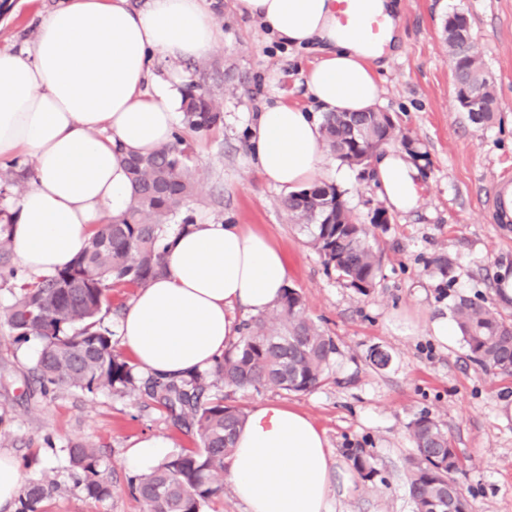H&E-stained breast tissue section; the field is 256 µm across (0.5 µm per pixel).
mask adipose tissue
<instances>
[{
    "mask_svg": "<svg viewBox=\"0 0 512 512\" xmlns=\"http://www.w3.org/2000/svg\"><path fill=\"white\" fill-rule=\"evenodd\" d=\"M288 44L318 45L310 94L326 112H364L381 92L376 54L360 28L344 30L336 0H234ZM211 0H60L38 23L34 45L0 49V161L25 157L32 186L10 205L13 250L30 275L69 265L94 225L121 216L132 186L122 154L173 140L181 99L170 84L144 86L156 57L199 59L221 33ZM251 150L261 177L284 192L328 178L317 114L289 103L258 112ZM389 207H418L419 171L386 147L372 159ZM165 274L138 288L119 325L141 369L182 378L212 367L237 341L241 308L273 309L289 277L271 238L243 224L197 223L170 232ZM324 430L291 407L253 408L227 458L224 479L245 512H334Z\"/></svg>",
    "mask_w": 512,
    "mask_h": 512,
    "instance_id": "1",
    "label": "adipose tissue"
}]
</instances>
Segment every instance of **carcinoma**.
<instances>
[{"label":"carcinoma","mask_w":512,"mask_h":512,"mask_svg":"<svg viewBox=\"0 0 512 512\" xmlns=\"http://www.w3.org/2000/svg\"><path fill=\"white\" fill-rule=\"evenodd\" d=\"M444 42L453 62L457 105L464 108L465 96L477 91L482 111L468 117L477 124L490 122L496 98L465 14L448 17ZM222 120L221 105L210 91L200 83L189 84L174 141L148 156L124 159L133 187L124 216L93 231L70 266L22 283L4 313L15 342L40 343L35 371L43 387L142 392L176 423L194 431L196 447L171 455L153 471L130 480V491L144 512H204L213 498L224 494L225 460L234 451L246 414L224 403V395L212 389L310 392L322 383L336 353L333 339L305 316L302 295L294 288L284 289L272 316L241 324L242 336L211 370L179 380L142 378L137 365L114 349L111 334L102 326L101 312L110 307L113 288H139L166 271L162 240L196 189L186 164V135L207 132ZM321 133L325 148L349 165L364 164V156L399 136L397 126L380 112H327ZM26 182L25 168L16 163L0 170V193L20 190ZM309 190L283 196L282 209L307 236L326 269L359 293H368L379 271L371 239L381 227L384 209L376 210L371 225L360 224L335 185L316 183ZM0 220V268L13 275L8 233L12 216L1 209ZM453 312L472 360L486 370L512 374V322L467 298L455 301ZM410 436L416 456L410 461L407 485L416 512H447L450 507L472 512L467 494L451 479L461 461L440 424L421 415L411 423ZM346 454L363 479L372 478L373 457L362 448H348ZM70 460L88 497L103 500L112 495V486L99 478L94 449L75 444ZM51 489L49 481L25 486L17 512H37Z\"/></svg>","instance_id":"cac0c4a2"}]
</instances>
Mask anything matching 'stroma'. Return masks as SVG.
Here are the masks:
<instances>
[{
  "label": "stroma",
  "instance_id": "35a3bbf8",
  "mask_svg": "<svg viewBox=\"0 0 512 512\" xmlns=\"http://www.w3.org/2000/svg\"><path fill=\"white\" fill-rule=\"evenodd\" d=\"M0 15V49L30 46L39 14L58 0H8ZM215 22L223 43L199 60L160 63L155 80L185 88L203 84L223 105L224 122L189 136L197 189L185 207L197 222H230L256 228L288 256L289 287L303 298L307 315L337 351L316 389L293 394L277 390L237 392L244 410L280 404L310 415L327 436L339 471L353 486L335 502L336 512H413L407 490L408 460L415 454L409 426L420 415L437 420L464 461L455 478L473 512H512V420L498 415L512 395V375L475 364L463 341L444 346L428 324L450 315L459 297L485 303L512 321V302L497 291L499 272L512 270V225L495 224L483 207L496 178L512 172V0H394L401 19L399 41L387 48L377 104L408 137L406 147L419 169L417 209L391 211L390 224L376 229L381 257L377 285L362 294L327 271L306 237L280 207V190L257 172L249 150L252 118L263 106L317 105L304 82L320 58L315 46L296 47L270 33L261 21L239 15L234 0H219ZM464 13L496 97L490 123H472L454 101L453 66L442 32L449 15ZM337 187L348 208L370 223L385 201L372 169L346 167ZM446 257L451 276L435 263ZM390 352L388 367L369 360L372 348ZM38 342H14L0 321V452L13 456L23 483L51 481L38 512H142L131 494L125 464L138 439L161 436L172 453L191 448V434L144 395L86 393L70 387L43 392L33 368ZM97 450L100 477L110 497L89 498L76 482L69 450ZM366 449L377 473L355 475L346 451Z\"/></svg>",
  "mask_w": 512,
  "mask_h": 512
}]
</instances>
